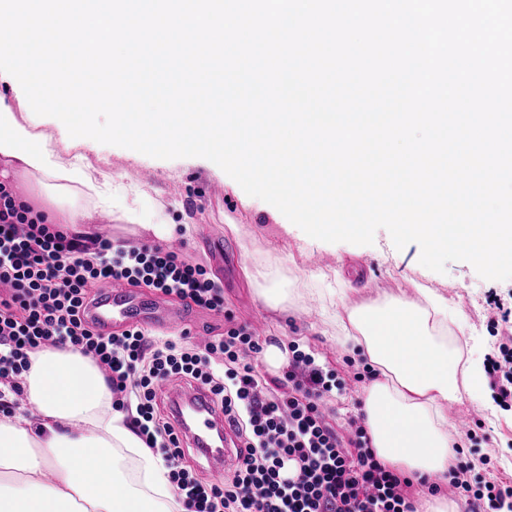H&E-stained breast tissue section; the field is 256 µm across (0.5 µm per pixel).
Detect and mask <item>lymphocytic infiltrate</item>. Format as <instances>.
Segmentation results:
<instances>
[{
    "label": "lymphocytic infiltrate",
    "mask_w": 512,
    "mask_h": 512,
    "mask_svg": "<svg viewBox=\"0 0 512 512\" xmlns=\"http://www.w3.org/2000/svg\"><path fill=\"white\" fill-rule=\"evenodd\" d=\"M146 286L186 305L223 312L224 297L201 266L157 245L113 246L30 221L0 186V414L27 399L25 376L34 354L49 346L80 352L100 370L147 448L159 454L185 512H416L414 486H429L378 461L359 418L346 433L325 413L346 382L290 341L280 377L267 380L262 351L249 326L198 346L191 334L156 343L140 328L103 335L82 319L98 282ZM484 371L496 396L512 406V335L501 337ZM178 377L205 387L238 427L243 462L224 484L196 478L173 424L157 410V386ZM452 486L468 512H502L512 486L453 471Z\"/></svg>",
    "instance_id": "f902f5d3"
}]
</instances>
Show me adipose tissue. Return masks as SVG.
<instances>
[{
    "instance_id": "obj_1",
    "label": "adipose tissue",
    "mask_w": 512,
    "mask_h": 512,
    "mask_svg": "<svg viewBox=\"0 0 512 512\" xmlns=\"http://www.w3.org/2000/svg\"><path fill=\"white\" fill-rule=\"evenodd\" d=\"M86 144L23 125L0 93V182L38 175L35 212L77 235L94 213L116 211L168 240L170 224H149L143 190L115 187L111 173L93 174ZM420 302L391 300L347 309L338 317L340 345L361 348L376 369L363 389L364 423L377 458L389 467L447 476L456 452L444 406L462 402L483 383L475 368L460 372L448 353V301L420 289ZM39 421L0 418V512H184L167 471L113 410L96 366L67 348H47L26 377ZM53 472L54 485L42 476Z\"/></svg>"
}]
</instances>
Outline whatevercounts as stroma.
Instances as JSON below:
<instances>
[{
    "mask_svg": "<svg viewBox=\"0 0 512 512\" xmlns=\"http://www.w3.org/2000/svg\"><path fill=\"white\" fill-rule=\"evenodd\" d=\"M88 160L93 168L109 169L124 183L141 185L145 191L144 210L163 224H193L192 238L182 239L188 259L202 265L208 278L224 291V307L235 323L261 321L262 345L287 349L297 340L301 349L314 353L321 365L345 376V394L337 404L338 417L355 411L365 386L356 380L366 359L360 352L341 348L329 323L332 313L387 298H414L415 284H423L447 297L460 313L459 334L466 357L484 363L497 349L494 324L498 320L490 308L497 300L501 309L512 313V280H487L467 262L448 263L445 273L431 271L419 262L420 247L409 244L396 249L389 232L378 229L369 245L347 242L326 243L307 236L275 207L247 195L219 166L201 157L157 159L129 158L126 148L99 145ZM153 180H145L144 171ZM224 186L223 198L212 197V184ZM225 225L226 247L221 260L211 255L206 227ZM255 264L277 268L290 293L286 310L266 307L248 284L245 267ZM337 272L347 292L342 296L324 294L315 272ZM467 414L479 422L475 439L459 437L462 457L473 473L512 482V408L503 407L490 388H483L448 408V429L456 431V417Z\"/></svg>",
    "mask_w": 512,
    "mask_h": 512,
    "instance_id": "1",
    "label": "stroma"
}]
</instances>
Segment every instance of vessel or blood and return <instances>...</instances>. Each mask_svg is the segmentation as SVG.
<instances>
[{"instance_id":"1","label":"vessel or blood","mask_w":512,"mask_h":512,"mask_svg":"<svg viewBox=\"0 0 512 512\" xmlns=\"http://www.w3.org/2000/svg\"><path fill=\"white\" fill-rule=\"evenodd\" d=\"M81 314L100 333L131 324L160 329H178L184 324L180 311L164 301L143 300L122 283L109 280L98 285L95 301L88 303ZM158 394L171 401L176 425L189 434L193 448L207 463L224 469L236 467L238 439L223 408L205 388L173 379L162 383Z\"/></svg>"}]
</instances>
